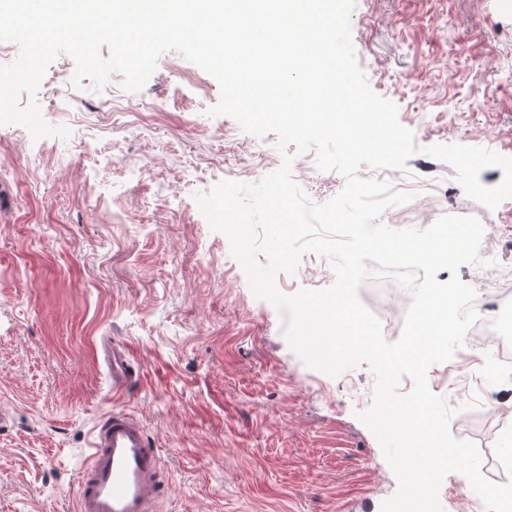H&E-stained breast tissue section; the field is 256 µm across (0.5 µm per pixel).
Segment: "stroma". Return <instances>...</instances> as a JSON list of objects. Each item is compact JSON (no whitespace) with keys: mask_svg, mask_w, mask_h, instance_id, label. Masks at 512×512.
Segmentation results:
<instances>
[{"mask_svg":"<svg viewBox=\"0 0 512 512\" xmlns=\"http://www.w3.org/2000/svg\"><path fill=\"white\" fill-rule=\"evenodd\" d=\"M350 24L371 89L418 148L404 171L417 196L382 222L483 218L425 149L512 157V0H355ZM74 68L59 55L35 96L68 139L0 125V512H76L92 434L115 408L161 452L159 512H381L397 478L356 417L373 402V373L306 366L193 198L277 170L276 136L209 116L219 84L178 53L137 93L117 73L102 92L76 89ZM291 173L316 203L345 184L311 150ZM334 281L330 260L307 253L276 286L292 295ZM113 339L137 368L117 399L103 358ZM450 431L490 451L502 426L476 409Z\"/></svg>","mask_w":512,"mask_h":512,"instance_id":"stroma-1","label":"stroma"}]
</instances>
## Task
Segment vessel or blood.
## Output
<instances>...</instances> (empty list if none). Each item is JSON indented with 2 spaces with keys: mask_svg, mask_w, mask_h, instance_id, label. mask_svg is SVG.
<instances>
[{
  "mask_svg": "<svg viewBox=\"0 0 512 512\" xmlns=\"http://www.w3.org/2000/svg\"><path fill=\"white\" fill-rule=\"evenodd\" d=\"M104 355L113 394L126 393L135 375L130 348L110 341ZM90 450L78 480L77 512H155L165 491L163 463L136 419L109 413L95 429Z\"/></svg>",
  "mask_w": 512,
  "mask_h": 512,
  "instance_id": "b4317fda",
  "label": "vessel or blood"
}]
</instances>
